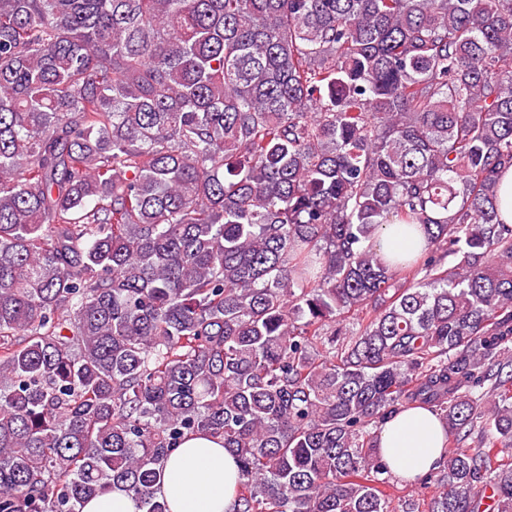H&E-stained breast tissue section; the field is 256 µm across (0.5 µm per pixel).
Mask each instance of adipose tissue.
Here are the masks:
<instances>
[{
	"label": "adipose tissue",
	"instance_id": "1",
	"mask_svg": "<svg viewBox=\"0 0 512 512\" xmlns=\"http://www.w3.org/2000/svg\"><path fill=\"white\" fill-rule=\"evenodd\" d=\"M380 451L391 471L412 479L444 455V432L429 409L413 407L387 420L379 431ZM238 463L223 445L192 435L165 464L162 492L171 512H235Z\"/></svg>",
	"mask_w": 512,
	"mask_h": 512
}]
</instances>
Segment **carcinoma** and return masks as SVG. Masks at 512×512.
I'll use <instances>...</instances> for the list:
<instances>
[{
    "instance_id": "cac0c4a2",
    "label": "carcinoma",
    "mask_w": 512,
    "mask_h": 512,
    "mask_svg": "<svg viewBox=\"0 0 512 512\" xmlns=\"http://www.w3.org/2000/svg\"><path fill=\"white\" fill-rule=\"evenodd\" d=\"M510 166L512 0H0V512H170L191 434L237 512H418L414 406L427 512H512ZM378 435L381 454L393 472L389 492L396 499L413 494L421 503L429 501L432 488L401 478L412 480L443 459L444 432L435 414L422 407L405 409L387 420ZM83 512H140L135 502L124 492L117 489L109 491L91 501L82 508Z\"/></svg>"
}]
</instances>
